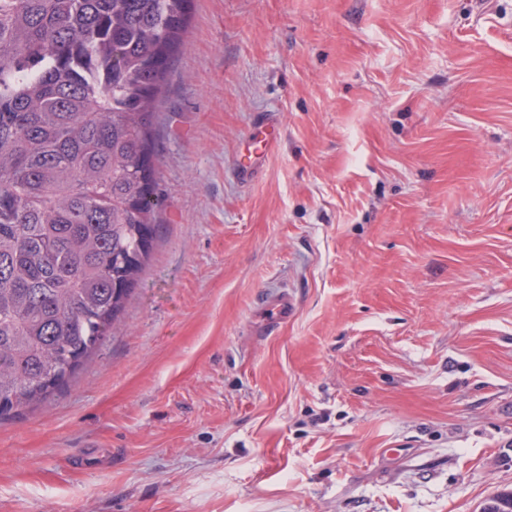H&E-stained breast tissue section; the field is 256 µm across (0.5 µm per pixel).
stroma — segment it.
<instances>
[{
    "mask_svg": "<svg viewBox=\"0 0 512 512\" xmlns=\"http://www.w3.org/2000/svg\"><path fill=\"white\" fill-rule=\"evenodd\" d=\"M155 142L152 258L79 374L0 421V512L512 491V0H193ZM274 131V129H273ZM269 131L268 128L262 133L263 136H257L252 140V145L248 147L245 154L242 155L239 169L243 178H249L257 169L256 159L264 157L267 153L271 152L276 146L277 136ZM252 147V149H251ZM295 303L288 292H281L268 300L261 309V317L268 325H280L293 314Z\"/></svg>",
    "mask_w": 512,
    "mask_h": 512,
    "instance_id": "obj_1",
    "label": "stroma"
}]
</instances>
